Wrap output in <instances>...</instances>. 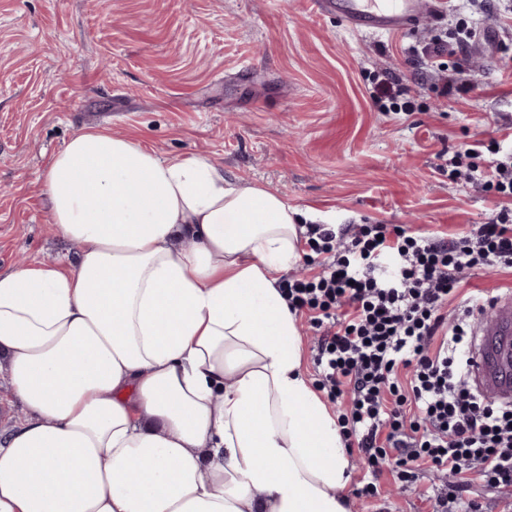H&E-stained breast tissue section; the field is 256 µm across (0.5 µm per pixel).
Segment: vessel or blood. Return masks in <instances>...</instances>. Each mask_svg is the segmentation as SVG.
<instances>
[{"label":"vessel or blood","mask_w":512,"mask_h":512,"mask_svg":"<svg viewBox=\"0 0 512 512\" xmlns=\"http://www.w3.org/2000/svg\"><path fill=\"white\" fill-rule=\"evenodd\" d=\"M446 0H314L323 14H335L358 31L385 34L419 21L425 13L441 12ZM496 317L493 329L472 355L471 376L478 390L488 398L512 400V297L488 303Z\"/></svg>","instance_id":"1"}]
</instances>
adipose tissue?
Listing matches in <instances>:
<instances>
[{
  "label": "adipose tissue",
  "instance_id": "obj_1",
  "mask_svg": "<svg viewBox=\"0 0 512 512\" xmlns=\"http://www.w3.org/2000/svg\"><path fill=\"white\" fill-rule=\"evenodd\" d=\"M42 181L81 250L0 273V512H350L280 290L315 214L93 129ZM24 415L21 404L11 396L7 375V361L2 357L0 364V433L9 431Z\"/></svg>",
  "mask_w": 512,
  "mask_h": 512
}]
</instances>
